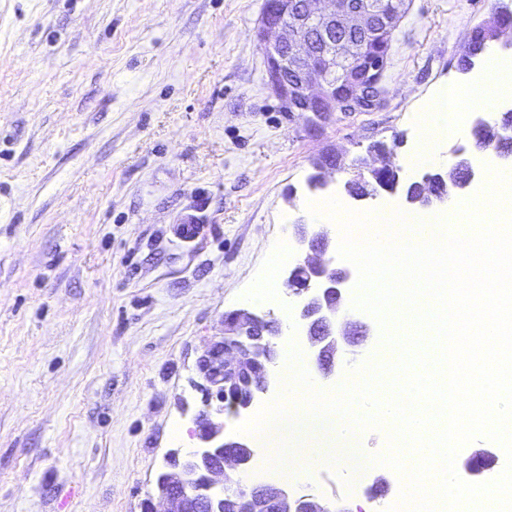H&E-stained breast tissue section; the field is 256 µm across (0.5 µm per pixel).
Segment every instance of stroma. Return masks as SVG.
<instances>
[{"label": "stroma", "instance_id": "obj_1", "mask_svg": "<svg viewBox=\"0 0 512 512\" xmlns=\"http://www.w3.org/2000/svg\"><path fill=\"white\" fill-rule=\"evenodd\" d=\"M504 1L407 0L385 105L311 128L267 83L264 0H0V512H141L225 312L272 264L260 313L300 311L283 249L314 221V160L399 134L401 179H421L414 116L468 85L461 48ZM348 318L372 334L327 375L294 334L320 388L381 349L372 315ZM273 483L338 512L398 492L388 471L324 464Z\"/></svg>", "mask_w": 512, "mask_h": 512}]
</instances>
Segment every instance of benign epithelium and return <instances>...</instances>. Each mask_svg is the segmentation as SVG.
Segmentation results:
<instances>
[{
  "instance_id": "1",
  "label": "benign epithelium",
  "mask_w": 512,
  "mask_h": 512,
  "mask_svg": "<svg viewBox=\"0 0 512 512\" xmlns=\"http://www.w3.org/2000/svg\"><path fill=\"white\" fill-rule=\"evenodd\" d=\"M383 14L375 0H363L353 7L349 0H274L261 17L259 36L264 45L267 82L287 112H309L310 122L319 126L334 112H367L384 104L382 78L369 71L341 98L336 99V73L350 53L336 40V26L344 31L358 30L389 47L405 13V0ZM316 25L325 32L323 48L314 58L300 50L303 35ZM368 154L380 160L376 167L359 159L353 171L344 172V191L355 201L374 199L382 187L380 177L398 173L389 162L391 152L377 144ZM461 160L448 175V191L425 196L427 205L444 204L448 196L467 194L478 178L482 163L475 154L457 150ZM342 165L336 153L321 156L315 163L318 173L311 176V188L324 189L323 172L329 162ZM300 246L311 251L297 259L288 274L294 294L306 295L302 310L307 335L316 359L328 366L338 349L335 334L336 313L347 303V269H332L324 259L332 247L327 229L301 230ZM282 324L273 317H261L249 309L234 310L224 316V332L214 337L197 360L202 382V407L193 417L192 437L196 445L189 451L175 450L170 469L157 478V496L147 498L145 512H224V499L234 496L245 505V512H332L311 495L292 497L274 485L249 486L227 475L249 470L255 453L249 445L224 437V401L235 395L232 412L250 408L272 385L271 371L282 345Z\"/></svg>"
}]
</instances>
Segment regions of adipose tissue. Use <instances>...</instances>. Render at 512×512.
Here are the masks:
<instances>
[{"label": "adipose tissue", "instance_id": "1", "mask_svg": "<svg viewBox=\"0 0 512 512\" xmlns=\"http://www.w3.org/2000/svg\"><path fill=\"white\" fill-rule=\"evenodd\" d=\"M512 97V71L500 69L495 58H488L479 80L467 88L446 85L419 115L420 136L413 159L416 163H440V150L460 133V116L472 110L496 111L501 100Z\"/></svg>", "mask_w": 512, "mask_h": 512}]
</instances>
